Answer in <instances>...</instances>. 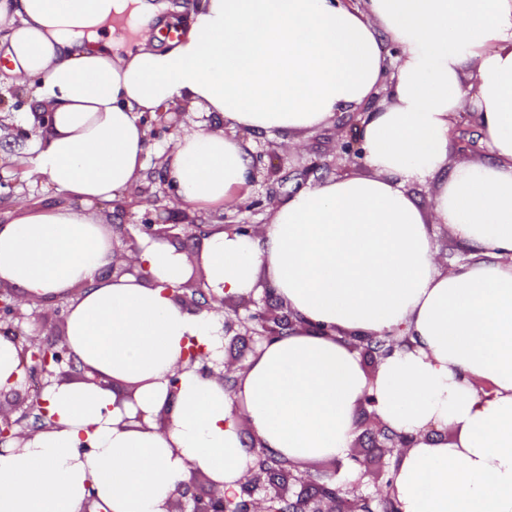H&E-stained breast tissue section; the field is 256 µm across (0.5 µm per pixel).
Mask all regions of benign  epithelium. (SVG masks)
Returning <instances> with one entry per match:
<instances>
[{
	"label": "benign epithelium",
	"mask_w": 512,
	"mask_h": 512,
	"mask_svg": "<svg viewBox=\"0 0 512 512\" xmlns=\"http://www.w3.org/2000/svg\"><path fill=\"white\" fill-rule=\"evenodd\" d=\"M338 152L336 153V166L345 167L358 162L362 156L358 140L345 134L342 127L337 128ZM452 152L459 156H472L480 152L478 142L468 140L462 127L453 123L451 130ZM190 207L179 210L168 209L161 213L146 211L141 223L138 225L139 234L155 241L168 242L179 236L190 237L193 230L198 228V217L189 213ZM125 250L116 254L112 259V273L120 277L133 272L132 260L129 254L139 252L138 238L124 233ZM192 267L190 277L178 288L172 291V300L187 311L200 312L195 295L207 285L199 260L188 257ZM24 314L14 301L13 288L0 280V332L9 335L14 328V322H21ZM300 324L299 317L288 304L281 300L278 304L265 306L262 309L241 317L237 311L225 312L223 321L224 337L231 338V342L248 344H262L284 334V331H293ZM349 347L360 352L362 364L367 375H375L379 363L395 351L402 342L392 339L388 342L374 343L372 336H351L348 339ZM20 352L27 363L28 375L52 377L56 372L63 374L71 370L80 376V380L87 383L99 382V375L88 376L84 369L77 366L74 355L70 352L67 342L62 345L46 344L35 336L27 338ZM245 370L239 364V357L233 356L210 367L205 365L201 372L209 377H215L224 382L229 379L238 380L236 373ZM36 402L23 400L9 409L0 406V445L15 440L18 447H23L25 440L33 433L43 429L38 423L30 422L33 417ZM375 397L365 394L359 402V408L366 419L372 421L376 433L383 437V442L374 444L381 449L377 459L360 456L356 453L350 455L354 463L356 479L346 486L338 487L331 493L318 491L313 497L307 493L312 484V478L299 465L289 461L276 466L267 465L268 449L259 437H254L249 453L256 456L255 463L250 468V478L241 485L240 490L229 497L224 489L213 480H208L210 493L205 497L191 494V486L186 482L176 484L167 502V512H224V502L232 499L238 503L236 512H276L274 505L288 503L296 507V512H370L369 496L362 492L365 479L374 475L376 478H385L388 497L395 496L393 476L384 461L387 454L394 448L408 449L416 443V436L400 434L390 429L376 414Z\"/></svg>",
	"instance_id": "1"
}]
</instances>
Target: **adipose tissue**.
<instances>
[{
    "mask_svg": "<svg viewBox=\"0 0 512 512\" xmlns=\"http://www.w3.org/2000/svg\"><path fill=\"white\" fill-rule=\"evenodd\" d=\"M164 0H0V52L26 88L27 174L72 207L26 206L0 225V280L24 298H66L78 363L138 384L135 402L82 383L43 393L52 429L0 446V512H165L175 484L206 472L239 490L251 460L238 418L292 462L343 456L355 412L420 442L398 461L402 512H512V0H204L181 39L159 48ZM389 100L363 112L380 89ZM482 116L486 159L449 166L452 120ZM218 114L172 136L161 153L172 206L240 205L249 197L241 135L298 136L337 113L360 120L367 175L304 188L271 210L263 240L216 227L200 254L214 291L247 296L265 269L278 295L322 336L298 329L262 345L236 396L184 349L221 358L222 326L168 291L185 256L140 239L134 273L104 269L119 247L93 205L137 194L146 118L171 107ZM436 179L433 215L406 192ZM441 224L474 247L444 271ZM348 334L409 337L368 379ZM179 375L177 393L169 378ZM170 410L166 432L152 424ZM143 418L145 429L122 428Z\"/></svg>",
    "mask_w": 512,
    "mask_h": 512,
    "instance_id": "obj_1",
    "label": "adipose tissue"
}]
</instances>
